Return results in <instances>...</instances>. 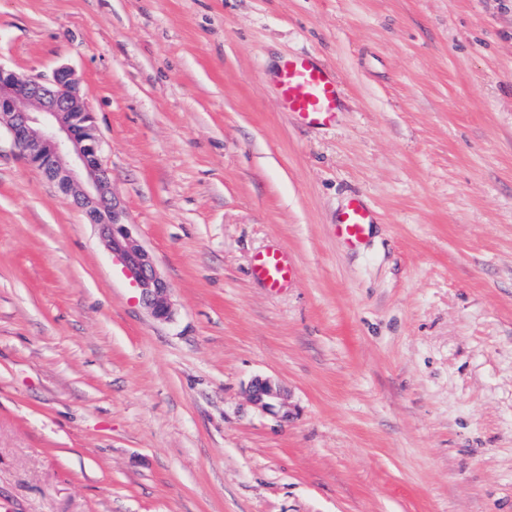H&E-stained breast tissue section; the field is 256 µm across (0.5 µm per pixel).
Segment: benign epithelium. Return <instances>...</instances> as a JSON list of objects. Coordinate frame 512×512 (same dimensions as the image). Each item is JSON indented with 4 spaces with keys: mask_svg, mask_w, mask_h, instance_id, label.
Here are the masks:
<instances>
[{
    "mask_svg": "<svg viewBox=\"0 0 512 512\" xmlns=\"http://www.w3.org/2000/svg\"><path fill=\"white\" fill-rule=\"evenodd\" d=\"M9 135L18 155L37 173L71 196L99 227L107 250L118 259L151 315L171 316L167 283L153 255L142 245L115 201L91 108L73 72L62 66L52 78L25 76L0 65V132ZM253 405L272 410L281 400L279 385L257 378L249 386Z\"/></svg>",
    "mask_w": 512,
    "mask_h": 512,
    "instance_id": "benign-epithelium-1",
    "label": "benign epithelium"
}]
</instances>
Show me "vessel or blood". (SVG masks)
I'll return each mask as SVG.
<instances>
[{
	"mask_svg": "<svg viewBox=\"0 0 512 512\" xmlns=\"http://www.w3.org/2000/svg\"><path fill=\"white\" fill-rule=\"evenodd\" d=\"M275 83L284 109L304 124H328L341 109L336 76L309 55L288 57L276 71ZM375 222L374 211L361 195L355 194L337 213L335 232L345 244L355 247L368 238ZM253 275L266 288L278 290L291 281L293 268L284 253L273 250L258 256Z\"/></svg>",
	"mask_w": 512,
	"mask_h": 512,
	"instance_id": "b4317fda",
	"label": "vessel or blood"
}]
</instances>
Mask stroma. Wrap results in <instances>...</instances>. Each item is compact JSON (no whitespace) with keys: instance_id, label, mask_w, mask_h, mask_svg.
<instances>
[{"instance_id":"35a3bbf8","label":"stroma","mask_w":512,"mask_h":512,"mask_svg":"<svg viewBox=\"0 0 512 512\" xmlns=\"http://www.w3.org/2000/svg\"><path fill=\"white\" fill-rule=\"evenodd\" d=\"M0 66L71 68L171 303L0 136V512H512V0H0ZM275 83L284 109L306 125H326L341 110L338 79L307 54L288 57L276 71ZM375 212L359 194H353L336 215V236L345 244L355 247L362 244L376 224ZM252 273L266 288L279 290L285 288L291 281L293 267L284 253L273 250L258 256ZM248 392L253 405L262 410H272L280 404L279 385L271 378H256L250 384Z\"/></svg>"}]
</instances>
